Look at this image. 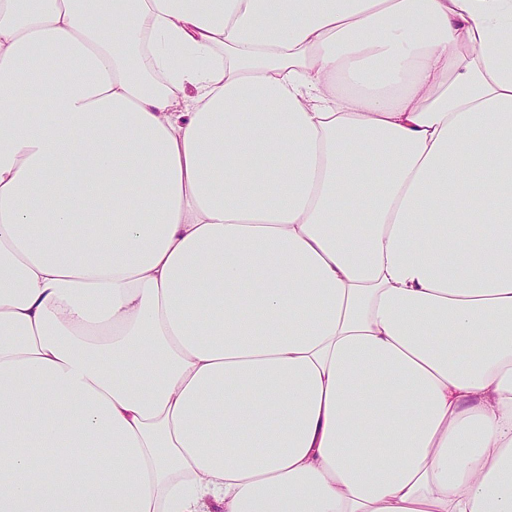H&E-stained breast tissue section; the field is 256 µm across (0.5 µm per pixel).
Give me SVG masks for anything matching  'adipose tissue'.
Wrapping results in <instances>:
<instances>
[{
	"label": "adipose tissue",
	"mask_w": 512,
	"mask_h": 512,
	"mask_svg": "<svg viewBox=\"0 0 512 512\" xmlns=\"http://www.w3.org/2000/svg\"><path fill=\"white\" fill-rule=\"evenodd\" d=\"M0 512H512V0H0Z\"/></svg>",
	"instance_id": "adipose-tissue-1"
}]
</instances>
